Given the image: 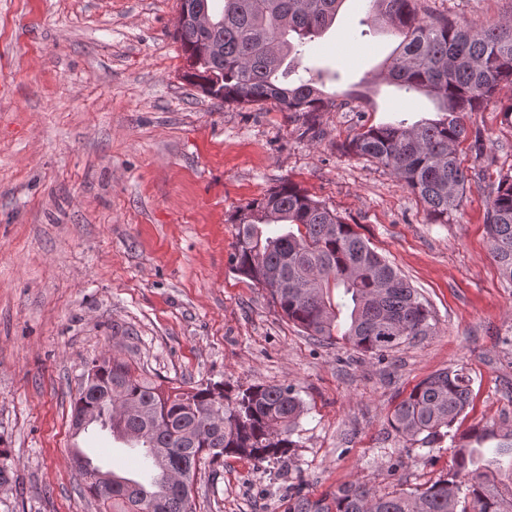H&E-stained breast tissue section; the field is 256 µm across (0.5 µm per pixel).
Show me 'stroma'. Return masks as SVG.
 Here are the masks:
<instances>
[{"label":"stroma","mask_w":512,"mask_h":512,"mask_svg":"<svg viewBox=\"0 0 512 512\" xmlns=\"http://www.w3.org/2000/svg\"><path fill=\"white\" fill-rule=\"evenodd\" d=\"M364 0H345L312 45L334 105L309 117L225 104L186 79L179 0H0V449L12 480L0 512H97L75 449L136 473L113 445L77 439L71 401L87 363L116 355L162 388L207 382L292 386L305 411L292 459L203 467L196 512H295L357 483L411 491L445 473L451 437L407 441L387 415L444 369L471 378L453 427L512 428V284L489 254L486 187L512 174V84L472 113L489 140L458 154L472 178L459 211L435 223L388 169L347 154L363 127L431 99L376 78L401 38L357 37ZM431 16L483 25L512 0H420ZM318 135L305 136L307 125ZM289 180L385 256L437 324L385 361L320 342L234 271L237 210Z\"/></svg>","instance_id":"stroma-1"}]
</instances>
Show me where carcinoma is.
Returning a JSON list of instances; mask_svg holds the SVG:
<instances>
[{"mask_svg":"<svg viewBox=\"0 0 512 512\" xmlns=\"http://www.w3.org/2000/svg\"><path fill=\"white\" fill-rule=\"evenodd\" d=\"M189 13L216 3L217 20L198 34L176 31L189 66L187 79L224 103L275 101L285 112L307 116L335 105L320 88L322 75L303 65L310 43L336 20L345 0H180ZM364 23L404 35L400 52L380 73L406 92H421L438 104L437 119L371 125L346 144L347 153L394 173L441 224L458 210L469 175L457 156L469 138L481 155L486 142L469 131L466 117L478 112L502 86L512 84V19L488 26H462L420 14V0H370ZM234 268L269 291L282 315L312 338L328 342L339 333L354 350L378 360L407 341L426 336L435 316L422 295L336 212L286 181L238 210ZM485 224L490 255L512 283V175L488 186ZM93 360L84 380L102 392L110 387L139 408L136 414L107 410L100 399L78 391L72 418L88 411L92 424L105 412L112 428L123 427L153 452L163 472L152 486L112 480L102 495L97 468L77 451L85 491L110 512L120 499L127 512H195L192 492L198 468L224 458L259 463L291 457L292 436L304 408L289 385L235 389L222 382L163 392L112 357L102 370ZM471 380L461 370L442 371L418 383L388 417L389 426L412 442L430 445L448 436L471 403ZM496 442L498 457L482 448ZM297 512H512V429L473 427L460 437L448 472L424 489L373 494L344 487L331 501L300 499Z\"/></svg>","mask_w":512,"mask_h":512,"instance_id":"1","label":"carcinoma"}]
</instances>
